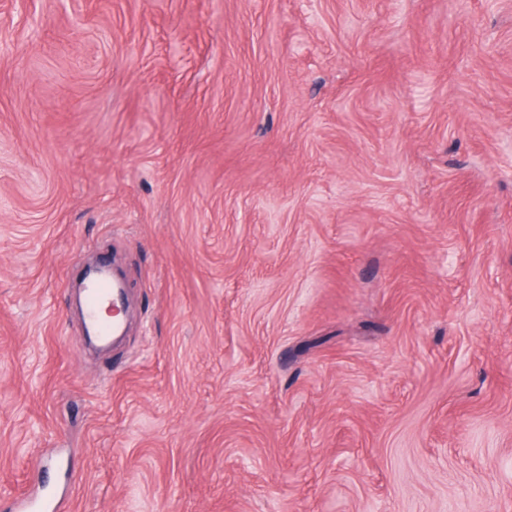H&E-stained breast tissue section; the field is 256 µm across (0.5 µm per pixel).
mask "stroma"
<instances>
[{
  "label": "stroma",
  "instance_id": "1",
  "mask_svg": "<svg viewBox=\"0 0 512 512\" xmlns=\"http://www.w3.org/2000/svg\"><path fill=\"white\" fill-rule=\"evenodd\" d=\"M45 483L512 512V0H0V512ZM110 288V283L105 280H90L86 285V305L88 313L92 323L99 326L100 334L103 337H107L112 333V325L100 319L97 316V311L103 301L109 298ZM96 320H98L100 324H98Z\"/></svg>",
  "mask_w": 512,
  "mask_h": 512
}]
</instances>
